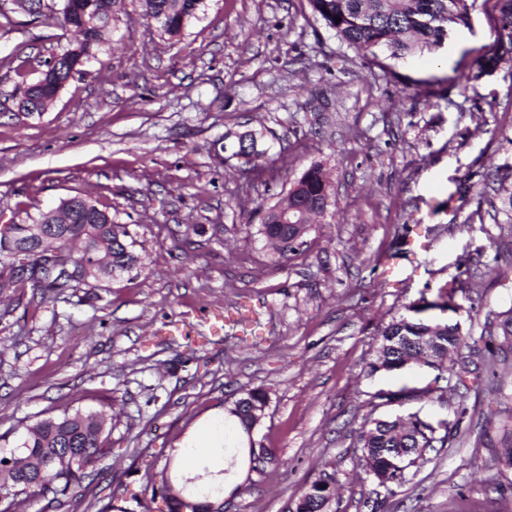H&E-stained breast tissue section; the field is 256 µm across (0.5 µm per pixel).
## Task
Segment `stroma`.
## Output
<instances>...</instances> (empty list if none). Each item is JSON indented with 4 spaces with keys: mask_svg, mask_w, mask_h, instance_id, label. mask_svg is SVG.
Instances as JSON below:
<instances>
[{
    "mask_svg": "<svg viewBox=\"0 0 512 512\" xmlns=\"http://www.w3.org/2000/svg\"><path fill=\"white\" fill-rule=\"evenodd\" d=\"M498 0L441 48L379 67L340 42L308 0H206L177 40L116 22L42 116L13 114L16 53L66 40L53 17L0 18V224L83 196L136 231L141 261L88 292L26 291L0 319V448L18 423L112 406L95 469L115 505L157 512L187 432L243 391L266 392L257 445L229 512H288L333 477V512H512V64L476 73L499 41ZM266 129L258 178L224 138ZM321 164L330 199L301 254L280 262L247 228L287 179ZM417 247L406 252L403 225ZM195 226L186 234L187 226ZM453 290L466 366L370 373L378 330ZM411 389L409 398L399 390ZM419 415L440 443L395 492L362 467L364 422ZM99 486L62 507L19 495L15 512H98Z\"/></svg>",
    "mask_w": 512,
    "mask_h": 512,
    "instance_id": "obj_1",
    "label": "stroma"
}]
</instances>
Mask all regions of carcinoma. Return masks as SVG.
<instances>
[{
  "label": "carcinoma",
  "instance_id": "obj_1",
  "mask_svg": "<svg viewBox=\"0 0 512 512\" xmlns=\"http://www.w3.org/2000/svg\"><path fill=\"white\" fill-rule=\"evenodd\" d=\"M500 3L497 47L476 61L478 72L495 69L505 59L512 60V0ZM204 0H27V12L33 18L57 14L61 29L72 33L62 51L49 59L37 61L40 75L27 79L31 59L15 67L16 91L22 92L17 112L25 118L40 116L83 63L95 56L103 35L120 16L137 13L161 34L174 38L182 35L197 18ZM314 15L334 30L340 41L362 56L377 57L382 51L391 60H405L425 51L440 48L448 30L469 25L476 0H308ZM133 11L127 10V5ZM340 17L341 21L334 20ZM251 147L249 159L242 161L255 176H262L272 163V146L264 130L242 133ZM330 182L322 165L313 164L294 181L273 205L262 211L264 217L256 234L272 247L273 255L288 261L298 250L288 246V226L283 215L296 224H310L316 215H324L326 190ZM68 223L47 225L44 240H35L27 224L11 225L10 236L0 235V255L13 257L9 282L12 291L31 288L40 299L57 300L70 291L105 279L107 271L119 274L137 266L139 256L129 225L117 224L112 215L86 199L67 216ZM59 251L73 263L76 273L52 270L49 255ZM454 293L447 292L437 302L425 306L409 305V315L393 318L378 333L380 346L386 348L385 360L375 359L371 372L400 371L413 364L448 370V353L465 344L459 324L438 317H423L430 308H446ZM267 395L260 389L241 393L230 414L242 428H247L250 407H263ZM107 414L104 411H63L25 426V434L14 450L0 452V497L14 498L20 493L51 497L59 502L85 479L99 477L94 467L106 453ZM435 427L418 415L412 419L381 418L360 436L366 473L378 485L400 486L405 470L432 447Z\"/></svg>",
  "mask_w": 512,
  "mask_h": 512
}]
</instances>
